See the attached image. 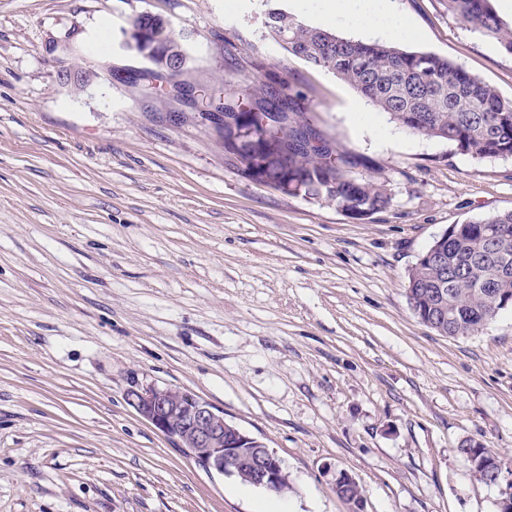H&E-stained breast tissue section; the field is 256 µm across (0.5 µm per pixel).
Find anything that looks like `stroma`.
Segmentation results:
<instances>
[{"label": "stroma", "mask_w": 512, "mask_h": 512, "mask_svg": "<svg viewBox=\"0 0 512 512\" xmlns=\"http://www.w3.org/2000/svg\"><path fill=\"white\" fill-rule=\"evenodd\" d=\"M406 48L512 101V55L448 14L392 0ZM167 17L180 81L305 93L354 175L390 206L258 182L194 105L145 93L122 30ZM266 0H0V512H254L268 490L209 471L131 407L187 390L282 461L292 512H498L460 452L512 464V308L471 336L423 324L408 273L451 225L512 210V159L414 135L289 55ZM98 77L78 86V72Z\"/></svg>", "instance_id": "35a3bbf8"}]
</instances>
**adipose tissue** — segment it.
<instances>
[{"label":"adipose tissue","instance_id":"obj_1","mask_svg":"<svg viewBox=\"0 0 512 512\" xmlns=\"http://www.w3.org/2000/svg\"><path fill=\"white\" fill-rule=\"evenodd\" d=\"M301 15L312 16L351 30L368 31L399 40L408 39L410 29L391 7L389 0H293Z\"/></svg>","mask_w":512,"mask_h":512}]
</instances>
